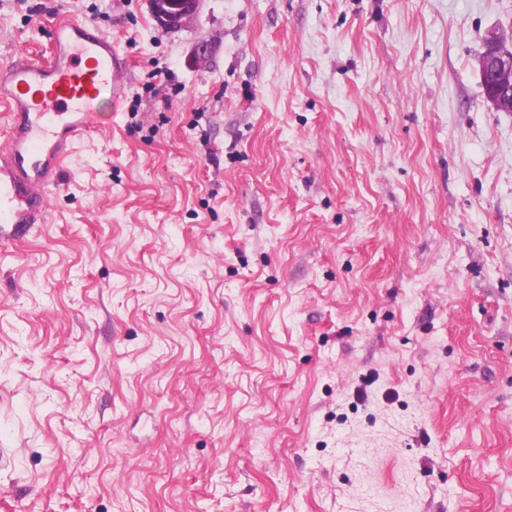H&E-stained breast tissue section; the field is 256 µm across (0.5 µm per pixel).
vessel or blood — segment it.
<instances>
[{
  "instance_id": "vessel-or-blood-1",
  "label": "vessel or blood",
  "mask_w": 512,
  "mask_h": 512,
  "mask_svg": "<svg viewBox=\"0 0 512 512\" xmlns=\"http://www.w3.org/2000/svg\"><path fill=\"white\" fill-rule=\"evenodd\" d=\"M49 61L17 57L0 65V104L9 137L0 146V246L46 223L48 196L75 142L91 131L101 95L128 86L127 62L109 35L76 18L50 20Z\"/></svg>"
}]
</instances>
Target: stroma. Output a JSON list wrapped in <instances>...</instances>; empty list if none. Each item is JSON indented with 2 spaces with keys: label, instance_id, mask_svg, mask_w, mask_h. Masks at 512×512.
I'll return each mask as SVG.
<instances>
[{
  "label": "stroma",
  "instance_id": "1",
  "mask_svg": "<svg viewBox=\"0 0 512 512\" xmlns=\"http://www.w3.org/2000/svg\"><path fill=\"white\" fill-rule=\"evenodd\" d=\"M129 62L0 248V512H512V0H0ZM198 0H149L157 22L165 28L177 27L191 16ZM499 33H491L478 59L482 84L491 92L487 101L494 109H512V54L499 45ZM508 112H512L508 111Z\"/></svg>",
  "mask_w": 512,
  "mask_h": 512
}]
</instances>
